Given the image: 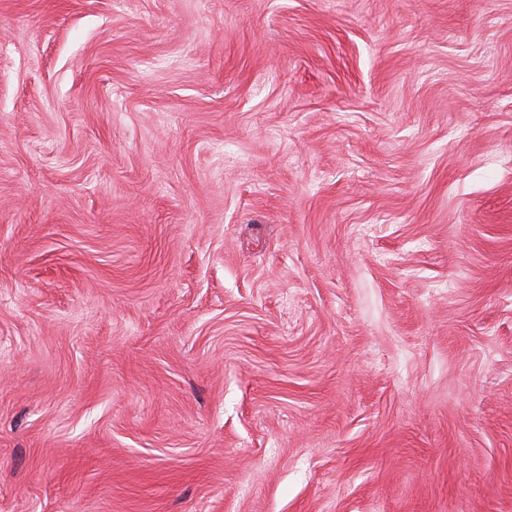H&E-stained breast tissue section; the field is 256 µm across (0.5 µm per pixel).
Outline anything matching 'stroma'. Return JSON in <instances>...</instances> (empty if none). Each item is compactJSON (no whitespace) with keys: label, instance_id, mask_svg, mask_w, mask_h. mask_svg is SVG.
<instances>
[{"label":"stroma","instance_id":"stroma-1","mask_svg":"<svg viewBox=\"0 0 512 512\" xmlns=\"http://www.w3.org/2000/svg\"><path fill=\"white\" fill-rule=\"evenodd\" d=\"M0 512H512V0H0Z\"/></svg>","mask_w":512,"mask_h":512}]
</instances>
